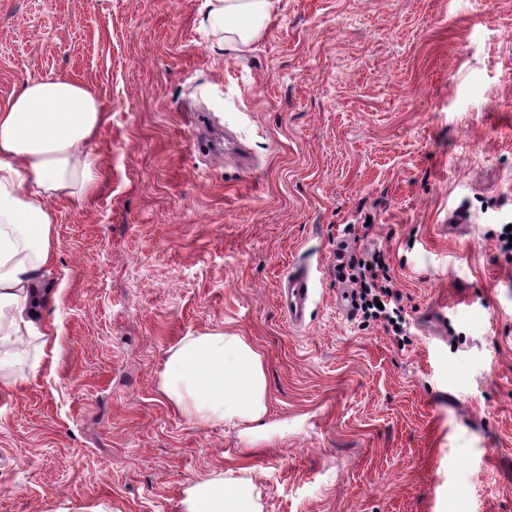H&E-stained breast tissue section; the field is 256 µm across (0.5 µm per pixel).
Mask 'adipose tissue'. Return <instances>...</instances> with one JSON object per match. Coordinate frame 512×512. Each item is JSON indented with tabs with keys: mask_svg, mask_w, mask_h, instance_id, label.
<instances>
[{
	"mask_svg": "<svg viewBox=\"0 0 512 512\" xmlns=\"http://www.w3.org/2000/svg\"><path fill=\"white\" fill-rule=\"evenodd\" d=\"M272 0H206L213 28L249 43L270 16ZM109 120L98 95L65 78L25 82L0 107V343L27 324L32 288L54 245L49 201L87 197L100 181L91 146ZM162 393L202 425L238 427L247 442L265 432L263 355L246 337L221 331L186 338L166 363ZM251 480L201 479L187 487L182 512H261Z\"/></svg>",
	"mask_w": 512,
	"mask_h": 512,
	"instance_id": "ef3b65f1",
	"label": "adipose tissue"
}]
</instances>
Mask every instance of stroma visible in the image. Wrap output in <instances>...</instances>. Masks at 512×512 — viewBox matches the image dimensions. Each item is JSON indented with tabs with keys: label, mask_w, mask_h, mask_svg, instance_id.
<instances>
[{
	"label": "stroma",
	"mask_w": 512,
	"mask_h": 512,
	"mask_svg": "<svg viewBox=\"0 0 512 512\" xmlns=\"http://www.w3.org/2000/svg\"><path fill=\"white\" fill-rule=\"evenodd\" d=\"M204 2L0 0V106L58 76L109 115L0 347V512H181L209 477L261 512H512V0H273L244 46ZM346 245L384 254L406 344L337 312ZM213 331L263 354L288 430L256 450L160 390ZM311 293L312 281L309 271L289 273L283 285L281 309L290 324L301 326L304 323Z\"/></svg>",
	"instance_id": "stroma-1"
}]
</instances>
